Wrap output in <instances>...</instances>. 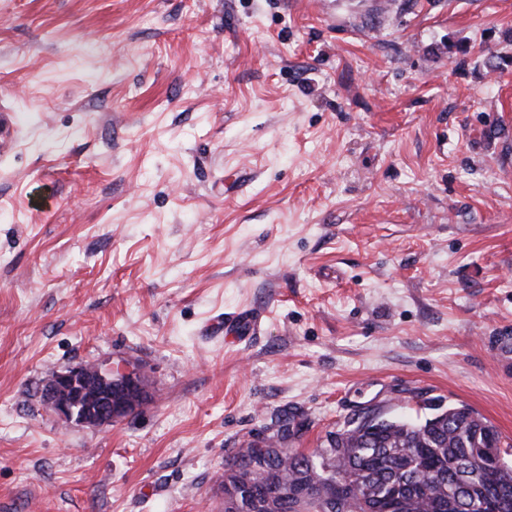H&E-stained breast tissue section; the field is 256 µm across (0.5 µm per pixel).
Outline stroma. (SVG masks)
I'll use <instances>...</instances> for the list:
<instances>
[{
	"instance_id": "1",
	"label": "stroma",
	"mask_w": 512,
	"mask_h": 512,
	"mask_svg": "<svg viewBox=\"0 0 512 512\" xmlns=\"http://www.w3.org/2000/svg\"><path fill=\"white\" fill-rule=\"evenodd\" d=\"M0 109V512H214L287 417L512 442V0H0ZM121 359L130 418L42 405ZM40 397L61 421L99 427L136 413L148 403L150 392L137 365L92 361L53 371Z\"/></svg>"
}]
</instances>
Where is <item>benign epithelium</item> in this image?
I'll return each mask as SVG.
<instances>
[{"label": "benign epithelium", "instance_id": "obj_1", "mask_svg": "<svg viewBox=\"0 0 512 512\" xmlns=\"http://www.w3.org/2000/svg\"><path fill=\"white\" fill-rule=\"evenodd\" d=\"M43 405L68 424L99 427L121 421L150 400L141 369L129 362H81L45 381Z\"/></svg>", "mask_w": 512, "mask_h": 512}]
</instances>
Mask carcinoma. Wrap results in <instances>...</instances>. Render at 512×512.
I'll list each match as a JSON object with an SVG mask.
<instances>
[{
    "label": "carcinoma",
    "mask_w": 512,
    "mask_h": 512,
    "mask_svg": "<svg viewBox=\"0 0 512 512\" xmlns=\"http://www.w3.org/2000/svg\"><path fill=\"white\" fill-rule=\"evenodd\" d=\"M466 406L450 407L423 422L391 420L364 433L344 420L325 444L305 455L283 447L289 427L277 431L280 451L252 445L229 456L239 509L288 491L282 512H317V497H333L337 512H480L486 494L512 498V470L490 460L501 436Z\"/></svg>",
    "instance_id": "obj_1"
}]
</instances>
